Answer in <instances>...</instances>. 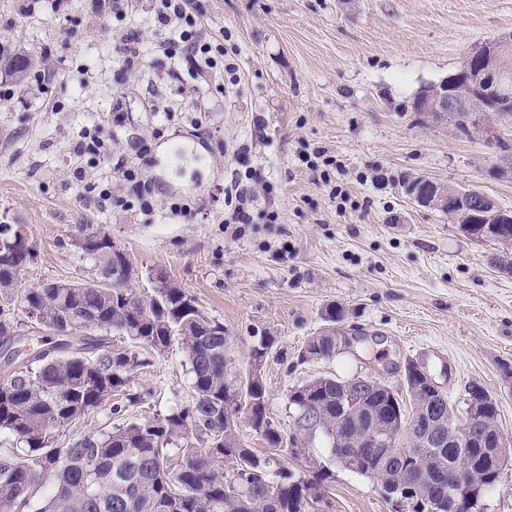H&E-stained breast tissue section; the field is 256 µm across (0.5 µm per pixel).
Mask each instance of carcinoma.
I'll list each match as a JSON object with an SVG mask.
<instances>
[{
	"instance_id": "obj_1",
	"label": "carcinoma",
	"mask_w": 512,
	"mask_h": 512,
	"mask_svg": "<svg viewBox=\"0 0 512 512\" xmlns=\"http://www.w3.org/2000/svg\"><path fill=\"white\" fill-rule=\"evenodd\" d=\"M502 98L490 87L471 99L469 109L450 115L465 136L480 128L487 102ZM20 224H0V294L16 287L18 276L37 261L38 254L14 248ZM89 232L78 250L99 273L112 275L120 267L137 268L131 255L114 250L112 237L98 224H77L71 241ZM501 239L496 264L512 260V236ZM24 312L30 321L60 340L0 380V433L14 437L18 447L0 451V512H306L320 500L330 473L320 467L297 475L278 453L305 454L321 437L331 454L356 453L359 473L376 472L380 482L404 498L411 512H480L465 493H455L448 475L468 465L478 488L495 479L486 449L499 430V406L484 388L473 384L485 403V438L478 442L462 433L427 446L423 437L454 418L458 408L448 395L430 394L412 377L404 390L378 388L356 409L346 403L358 377H313L288 390L289 432L286 436L270 415L261 371L274 338L262 336L250 351L249 367L240 371L231 358V341L224 324L208 316L188 291L163 273L157 274L151 295H141L126 282L125 273L108 286L94 278L84 282H51L26 289ZM10 304L0 305V358L15 337ZM94 335L72 341L73 335ZM123 336L130 346L112 347ZM184 351L192 375L191 402L166 414L113 427L100 434L80 435L58 446L61 433L74 428L91 410L115 396L111 411L143 401L130 386L132 374L149 361L142 351L164 352L173 343ZM336 345L319 334L299 353L302 362L331 359ZM313 406L319 414L316 432L299 427L298 409ZM377 415L382 429L403 430L398 453L359 448L362 433L355 420ZM273 452L260 456L240 440L236 419ZM53 485L42 505L32 508L45 477Z\"/></svg>"
}]
</instances>
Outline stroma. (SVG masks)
Listing matches in <instances>:
<instances>
[{
    "label": "stroma",
    "instance_id": "35a3bbf8",
    "mask_svg": "<svg viewBox=\"0 0 512 512\" xmlns=\"http://www.w3.org/2000/svg\"><path fill=\"white\" fill-rule=\"evenodd\" d=\"M64 22L25 16L21 0H0V224L27 225L39 257L8 298L23 351L51 340L32 327L24 289L86 278L92 262L71 246L76 224L102 225L142 272L178 281L224 324L239 368L262 336L274 337L264 365L272 416L289 423L286 394L314 375L372 373L403 385L407 360L426 363L449 399L469 385L498 402L499 428L512 438V278L496 272L495 244L471 240L434 209L414 204L408 183L426 178L477 186L512 210V166L485 134L408 111L424 85L447 79L466 53L512 33V0H198L214 42L239 55L238 90L202 94L187 70L154 51L126 67L114 50L131 22L95 19L83 0H64ZM33 67L17 74L13 58ZM49 70L44 82L35 73ZM101 126L102 143L77 154L80 134ZM335 156L330 184L315 182L301 155ZM138 160L159 187L152 213L136 207L133 183L116 165ZM111 188L122 209L78 198L73 171ZM250 174L258 202L238 237L225 235L224 188L232 171ZM348 194L344 209L332 186ZM181 213H171V205ZM277 223H268V212ZM345 310L352 350L300 362L307 338L325 326L327 306ZM131 386L143 404L123 415L103 402L82 434L166 413L193 390L179 345L151 354ZM331 477L312 512H395L377 480L331 462L323 440L288 466L313 464Z\"/></svg>",
    "mask_w": 512,
    "mask_h": 512
}]
</instances>
